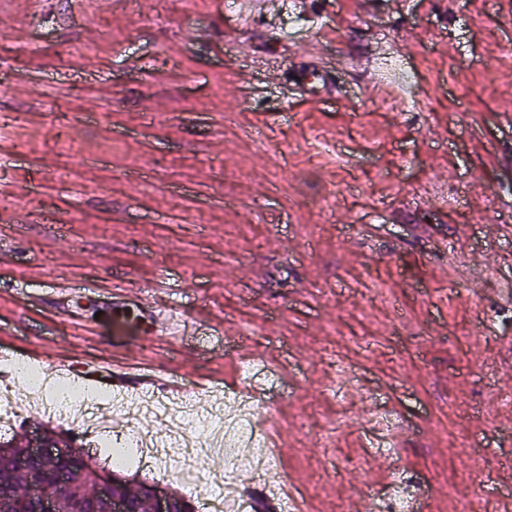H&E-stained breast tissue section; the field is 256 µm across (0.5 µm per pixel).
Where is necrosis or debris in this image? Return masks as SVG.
I'll use <instances>...</instances> for the list:
<instances>
[{
	"mask_svg": "<svg viewBox=\"0 0 512 512\" xmlns=\"http://www.w3.org/2000/svg\"><path fill=\"white\" fill-rule=\"evenodd\" d=\"M44 374L42 367L28 361L13 362L10 371L0 373V428L14 425L26 405H41L78 433L93 437L108 432L113 447L134 449L138 463L147 469L171 465L183 484L197 487L207 479L219 485V494L208 498L209 512H253V502L239 483L240 472H249L265 490L280 492L286 483L270 456L252 392L227 391L201 402L191 389L183 397L171 398L129 397L102 387L95 395L65 401L43 396ZM104 403L111 404L114 421L98 419L95 409ZM147 418L167 422L168 431H140ZM213 448L223 449L224 468L206 478L198 461Z\"/></svg>",
	"mask_w": 512,
	"mask_h": 512,
	"instance_id": "4bbe7bcc",
	"label": "necrosis or debris"
}]
</instances>
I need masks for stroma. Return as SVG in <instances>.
I'll list each match as a JSON object with an SVG mask.
<instances>
[{
    "instance_id": "35a3bbf8",
    "label": "stroma",
    "mask_w": 512,
    "mask_h": 512,
    "mask_svg": "<svg viewBox=\"0 0 512 512\" xmlns=\"http://www.w3.org/2000/svg\"><path fill=\"white\" fill-rule=\"evenodd\" d=\"M235 2L0 0V337L17 357L231 388L224 352L245 336L252 362L292 364L270 428L305 512H362L390 458L422 512H499L512 0H276L247 25ZM291 13L304 28L278 44ZM386 48L415 72L410 111L374 81ZM310 65L329 97L293 85ZM159 277L181 282L154 295L192 320L180 346L101 315L113 287ZM63 281L93 300L57 303ZM386 406L408 434L396 454L366 435ZM474 440L497 483L464 481Z\"/></svg>"
}]
</instances>
